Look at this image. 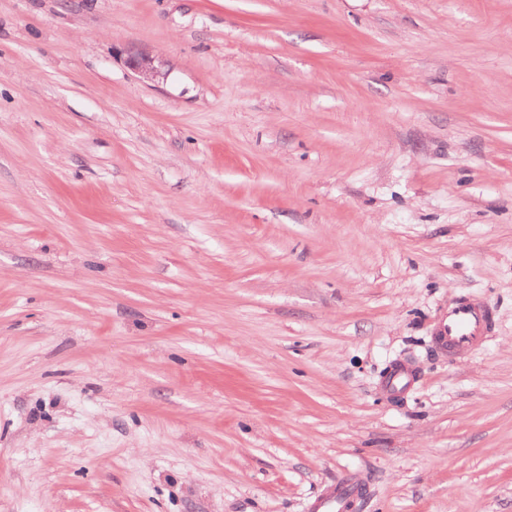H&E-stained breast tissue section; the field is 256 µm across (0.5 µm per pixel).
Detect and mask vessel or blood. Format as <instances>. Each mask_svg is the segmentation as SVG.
I'll return each instance as SVG.
<instances>
[{"mask_svg": "<svg viewBox=\"0 0 512 512\" xmlns=\"http://www.w3.org/2000/svg\"><path fill=\"white\" fill-rule=\"evenodd\" d=\"M492 324V312L485 303L460 297L449 306L434 340L449 355L462 356L484 342ZM360 491L356 479L338 481L319 497L314 508L316 512H351Z\"/></svg>", "mask_w": 512, "mask_h": 512, "instance_id": "b4317fda", "label": "vessel or blood"}]
</instances>
